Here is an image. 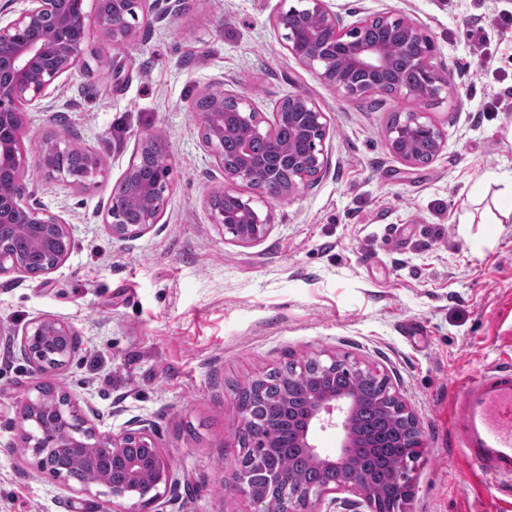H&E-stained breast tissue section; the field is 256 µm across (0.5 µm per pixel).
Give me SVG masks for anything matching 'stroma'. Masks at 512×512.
Wrapping results in <instances>:
<instances>
[{
  "instance_id": "stroma-1",
  "label": "stroma",
  "mask_w": 512,
  "mask_h": 512,
  "mask_svg": "<svg viewBox=\"0 0 512 512\" xmlns=\"http://www.w3.org/2000/svg\"><path fill=\"white\" fill-rule=\"evenodd\" d=\"M299 0H185L159 19L143 0L122 51L92 32L83 66L25 114L28 160L53 133L101 158L75 190L34 177L35 196L74 229L71 254L45 281L0 277V512H109L74 495L24 449L17 402L56 383L100 431L151 423L181 485L166 512H244L225 493L239 450L231 391L285 361L315 355L377 368L416 414L424 439L405 512H512V481L475 472L449 428L452 392L512 351V220L485 209L512 189V0H330L344 20L388 13L416 22L454 92L422 100L339 97L286 49L272 19ZM208 86L246 96L264 115L299 93L327 115L318 181L280 199L259 242L237 245L206 196L224 182L191 106ZM442 133L429 164L387 147L398 112ZM161 137L172 166L159 224L134 241L102 222L113 185L142 138ZM66 321L79 350L34 372L20 350L28 323Z\"/></svg>"
}]
</instances>
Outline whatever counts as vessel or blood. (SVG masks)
Instances as JSON below:
<instances>
[{
    "mask_svg": "<svg viewBox=\"0 0 512 512\" xmlns=\"http://www.w3.org/2000/svg\"><path fill=\"white\" fill-rule=\"evenodd\" d=\"M450 425L479 472L512 478V359L466 378L455 393Z\"/></svg>",
    "mask_w": 512,
    "mask_h": 512,
    "instance_id": "1",
    "label": "vessel or blood"
}]
</instances>
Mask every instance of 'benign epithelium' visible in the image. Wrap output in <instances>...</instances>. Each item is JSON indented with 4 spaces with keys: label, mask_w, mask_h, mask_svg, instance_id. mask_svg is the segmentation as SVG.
I'll return each instance as SVG.
<instances>
[{
    "label": "benign epithelium",
    "mask_w": 512,
    "mask_h": 512,
    "mask_svg": "<svg viewBox=\"0 0 512 512\" xmlns=\"http://www.w3.org/2000/svg\"><path fill=\"white\" fill-rule=\"evenodd\" d=\"M29 5L6 23H0V228L25 224L33 233V245L26 256L18 255L10 242L0 235V275L21 273L27 277L46 276L57 270L70 255L73 228L60 215L50 211L29 190V165L24 157L26 126L24 107L38 105L49 97V88L61 77L82 65L91 23L82 11L81 0H27ZM303 9L278 12L274 29L283 33L288 52L302 65L314 70L327 86L343 97H356L382 89L406 100L421 92L429 96L451 84L443 79L431 62L430 44L420 27L406 17L382 14L361 18L346 26L330 9L328 0H307ZM134 0H96V20L100 32L112 44L130 42L135 31L128 21ZM379 23L387 34L378 41L360 39L362 28ZM411 70L424 79L419 89L402 77ZM201 133V142L214 166L224 175L225 186L205 199L213 223L232 233L231 242L248 245L264 238L271 227V216L260 217L234 189L243 182L260 197L279 199L297 191L299 185L317 181L328 164L317 142L324 140L327 117L313 99L292 94L276 106L273 121L264 129L261 117L246 99L222 89L206 88L192 105ZM297 130L306 142L300 149L285 150L277 136L278 128ZM433 142L432 157L443 148V137L422 115L409 110L396 113L386 131L390 151L409 164H418L419 135ZM263 137L267 153L257 158L252 138ZM232 140V151L224 143ZM155 150V140L146 137L140 151L133 155L121 178L112 187L110 204L103 224L119 241H134L159 223L169 181L161 178L149 185L138 180L142 158ZM63 152L54 138L44 139L35 167L47 180H55L75 189L86 186V179L104 172L103 163L92 150L85 151L82 168L74 172L53 162ZM140 210L138 224L125 221L122 208ZM79 340L65 321L38 317L23 330L20 350L36 372L47 369L53 358L55 368L68 365L78 351ZM348 368L362 376H373L384 388L387 408L402 420L410 436V447L420 449L423 440L414 413L408 408L388 375L355 361ZM35 394L20 401L21 422H32L35 431L23 434V443L40 456V466L70 487L76 494L96 492L112 503V512H130L132 508L152 512L159 502L173 494L178 479L169 459L157 445L150 425L134 421L118 433H101L71 394L53 385L39 384ZM358 408L352 392L309 389L301 403L282 414L294 430L296 447L315 465L336 466L343 462L349 475L323 484L310 485L289 493L291 476L272 473L266 486L257 488L236 473L233 484L225 487L232 496L249 502L248 512H404L410 493V479L401 476L382 486L373 485L360 463L353 460V449L368 445V438L355 426ZM334 427L341 435L337 459L318 455L311 443L314 428ZM84 460L82 472L66 466L73 453ZM348 492L354 498H340Z\"/></svg>",
    "instance_id": "obj_1"
}]
</instances>
